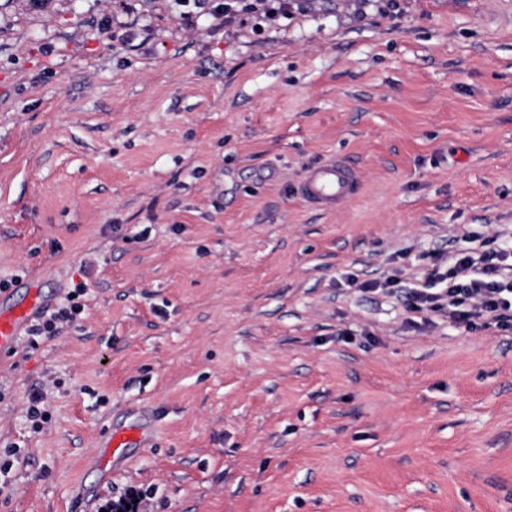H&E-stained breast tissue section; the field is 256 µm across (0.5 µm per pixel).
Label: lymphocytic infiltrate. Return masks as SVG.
<instances>
[{
    "mask_svg": "<svg viewBox=\"0 0 512 512\" xmlns=\"http://www.w3.org/2000/svg\"><path fill=\"white\" fill-rule=\"evenodd\" d=\"M466 249L435 254L421 278L402 286L399 271L362 282L366 292L402 289L409 322L426 325L439 317L453 326L473 331L496 328L512 331V248L491 247L481 233L464 234ZM85 283L74 284L64 304L42 310L27 329L31 338L52 339L73 325L84 311Z\"/></svg>",
    "mask_w": 512,
    "mask_h": 512,
    "instance_id": "lymphocytic-infiltrate-1",
    "label": "lymphocytic infiltrate"
}]
</instances>
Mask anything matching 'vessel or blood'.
<instances>
[{
	"label": "vessel or blood",
	"mask_w": 512,
	"mask_h": 512,
	"mask_svg": "<svg viewBox=\"0 0 512 512\" xmlns=\"http://www.w3.org/2000/svg\"><path fill=\"white\" fill-rule=\"evenodd\" d=\"M358 186L355 170L346 162L331 158L308 170L298 184L300 196L311 206L323 210L352 196ZM44 300L38 289H30L26 303L0 312V357L11 355L17 348L22 329L43 308ZM138 427L107 431L100 440V450L89 462L90 468L107 469L122 459L124 450L143 440Z\"/></svg>",
	"instance_id": "obj_1"
}]
</instances>
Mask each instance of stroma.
<instances>
[{
    "label": "stroma",
    "mask_w": 512,
    "mask_h": 512,
    "mask_svg": "<svg viewBox=\"0 0 512 512\" xmlns=\"http://www.w3.org/2000/svg\"><path fill=\"white\" fill-rule=\"evenodd\" d=\"M250 2L0 0V280L88 284L0 358V512H512V332L359 288L465 224L505 245L512 0ZM333 157L359 190L324 212ZM113 424L148 444L88 468ZM357 186L355 170L342 160L330 158L303 175L298 191L311 206L329 210L336 207L339 201L352 196ZM86 283L79 282L66 293L65 303L53 308L42 310L27 329L31 337L30 345H38L41 340L53 339L59 336L66 327L73 325L84 311L80 298L86 294ZM47 385L48 383H45L32 388L26 397V416L31 423V429L34 433L41 432L44 429V425L50 421V415L45 409V387Z\"/></svg>",
    "instance_id": "35a3bbf8"
}]
</instances>
